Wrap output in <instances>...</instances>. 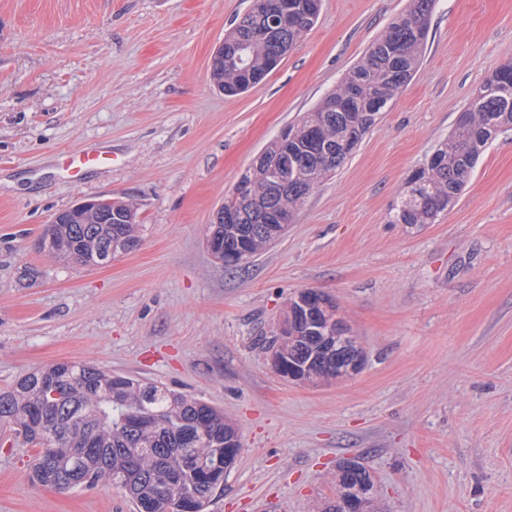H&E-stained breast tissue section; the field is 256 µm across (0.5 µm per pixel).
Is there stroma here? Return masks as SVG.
Listing matches in <instances>:
<instances>
[{
  "label": "stroma",
  "mask_w": 512,
  "mask_h": 512,
  "mask_svg": "<svg viewBox=\"0 0 512 512\" xmlns=\"http://www.w3.org/2000/svg\"><path fill=\"white\" fill-rule=\"evenodd\" d=\"M408 0H322L248 92L210 83L251 0H0V388L60 361L217 407L243 450L209 512H317L361 457L381 512H512V129L419 230L390 208L487 75L512 59V0H436L423 61L353 156L264 253L224 268L205 239L264 146L317 106ZM112 156L73 180L75 150ZM100 196L140 207V243L98 266L40 248ZM328 294L364 359L353 378L277 376L257 343L303 289ZM0 445V512H134L111 486L31 479Z\"/></svg>",
  "instance_id": "stroma-1"
}]
</instances>
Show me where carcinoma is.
<instances>
[{
    "instance_id": "carcinoma-1",
    "label": "carcinoma",
    "mask_w": 512,
    "mask_h": 512,
    "mask_svg": "<svg viewBox=\"0 0 512 512\" xmlns=\"http://www.w3.org/2000/svg\"><path fill=\"white\" fill-rule=\"evenodd\" d=\"M435 0L409 6L367 48L360 61L313 110L287 127L254 160L244 177L250 192L229 194L234 222L219 217L207 242L219 260L240 252H263L283 235L314 187L352 156L389 101L418 70L428 41V16ZM255 0L224 35L210 77L226 96L247 92L274 69L316 23L321 0ZM512 128V61L492 71L428 160L415 169L408 189L393 206L392 222L422 228L462 193L495 136ZM140 224L137 205L119 198L92 212L69 209L47 225L48 253L60 261L98 266L135 249ZM289 298L282 321L288 337L273 334L271 348L302 368L309 384L336 378L341 363L363 355L353 344L336 345V303L317 312L327 334H313L305 313ZM22 440L35 449L32 480L60 490L100 483L119 487L137 512H206L242 447L239 430L210 404L155 383L93 365L59 362L23 374L0 389V439ZM369 468L355 458L339 463L334 494L321 512H340L339 501L362 497L372 509Z\"/></svg>"
}]
</instances>
